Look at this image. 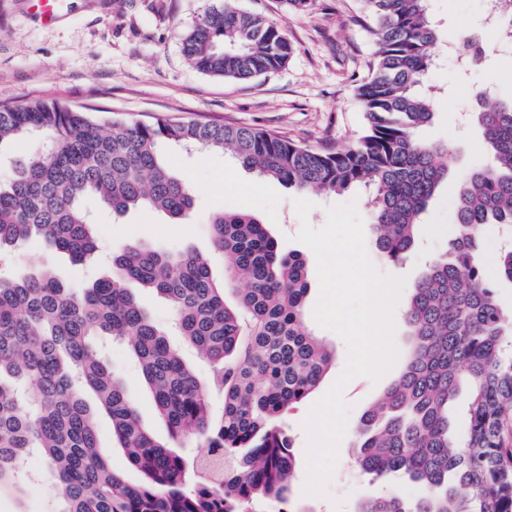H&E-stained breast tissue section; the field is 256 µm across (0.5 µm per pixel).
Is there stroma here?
<instances>
[{
  "label": "stroma",
  "instance_id": "35a3bbf8",
  "mask_svg": "<svg viewBox=\"0 0 512 512\" xmlns=\"http://www.w3.org/2000/svg\"><path fill=\"white\" fill-rule=\"evenodd\" d=\"M232 6L264 14L293 45V54L280 70L250 81L205 75L182 52L187 35L199 20L218 7V0H63L58 18L49 25L31 12L29 0H0V105L20 107L53 100L69 107L102 108L114 120L150 123L156 119L201 120L271 131L295 143L318 148L350 146L363 135L365 120L357 88L368 76L367 63L375 46L359 21L358 0H315L312 11L286 12L280 0H231ZM433 17L443 35L434 47L436 67L428 82L442 92L437 113L421 131L423 139L444 143L441 158L448 169V187L430 201L418 227L413 249L402 263L387 261L368 246L374 268L382 274L415 282L430 255L447 250L453 237V181L467 169L486 161L475 144L480 130L465 116L474 96L494 86L502 97L512 96V47L494 29L482 28V0H430ZM482 30L484 60L461 71L456 58L461 34ZM170 164L186 175L197 194L193 217L171 223L163 214L140 209L125 215L108 214L96 227L102 244L99 259L83 265L38 238L13 248L17 271L52 268L74 286L109 274L110 257L128 245L153 249L193 250L211 256L216 279L224 277V260L213 253L209 216L215 211L248 210L267 224L282 252H297L307 261L310 291L307 310H314L319 279L314 252L297 241L301 224L295 202L305 198L312 208L306 222L322 227L329 208L355 204L368 217V195L357 190L336 195L302 194L275 180H264L242 169L220 152L169 145ZM313 334L335 353L318 386L281 418L292 438L299 463L295 478L300 506L310 512H355L365 498L385 489L414 498L417 485L401 478L389 484L370 481L354 462L355 429L362 414L392 385L400 369L379 380L359 376L345 387L350 404L346 434L325 498L304 495L307 436L302 428L310 408L343 371L348 347L333 330L310 322ZM109 362L135 402L141 420L156 437L167 427L126 344L110 347ZM25 469L31 475L22 494H0V512H52L53 478L45 460L30 455Z\"/></svg>",
  "mask_w": 512,
  "mask_h": 512
}]
</instances>
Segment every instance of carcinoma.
I'll return each mask as SVG.
<instances>
[{
    "label": "carcinoma",
    "instance_id": "cac0c4a2",
    "mask_svg": "<svg viewBox=\"0 0 512 512\" xmlns=\"http://www.w3.org/2000/svg\"><path fill=\"white\" fill-rule=\"evenodd\" d=\"M376 45L358 96L368 127L351 148L317 150L267 131L200 120L126 123L55 101L0 106V490L22 491L21 462L39 449L56 473L57 512H247L258 502L298 512L297 461L279 418L319 384L332 354L305 325L307 264L281 252L267 225L245 211L215 213L211 239L227 272L192 251L128 246L112 276L74 288L52 271L11 269V248L37 236L77 264L99 249L87 198L118 214L142 208L187 221L195 193L165 161L170 144L219 151L259 177L300 191L368 193L377 249L401 262L429 201L448 181L442 143L422 140L438 99L423 90L441 37L429 0H360ZM496 24L512 39V0ZM183 52L199 72L250 80L283 68L293 46L266 17L224 6L205 15ZM491 158L456 182L448 250L432 258L403 306L412 348L399 377L362 416L357 464L376 482L400 475L421 489L359 504L356 512H512V318L488 280L487 225L512 233V98L470 111ZM35 138L26 152L19 141ZM495 277L512 283V247ZM243 282L238 303L224 294ZM171 307L178 335L210 366L206 381L138 304L132 287ZM127 341L168 439L140 421L102 340ZM470 393L465 429L449 408ZM224 394L220 415L209 395ZM96 397L91 407L84 393ZM129 463L132 484L99 446L98 415ZM190 440L199 451H175Z\"/></svg>",
    "mask_w": 512,
    "mask_h": 512
}]
</instances>
